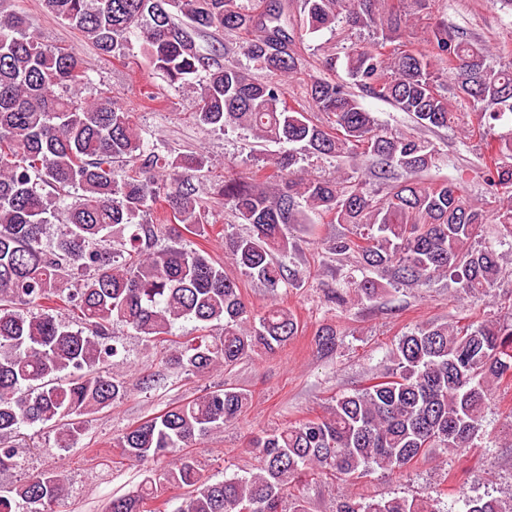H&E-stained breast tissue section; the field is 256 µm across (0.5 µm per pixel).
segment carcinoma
Returning a JSON list of instances; mask_svg holds the SVG:
<instances>
[{"mask_svg":"<svg viewBox=\"0 0 512 512\" xmlns=\"http://www.w3.org/2000/svg\"><path fill=\"white\" fill-rule=\"evenodd\" d=\"M428 0H302L299 25L310 32L339 22L375 35L345 53L348 82L315 78L309 99L328 121L291 106L276 77L299 70L288 33V0L255 14L238 0H43L103 55L124 59L131 36L168 82L195 90L197 121L216 132L246 129L259 142L301 144L307 154L371 161L370 177L389 183L381 198L366 181L303 175L293 152L265 158L270 193L227 171L224 205L246 226L224 234L231 260L271 291L306 277L282 258L293 248L285 229L324 213L355 228L328 245L342 261L392 281L423 286L447 277L457 291L480 299L502 271L503 253L483 241L495 222L512 239V54L492 60L490 47L444 22L426 47L390 48ZM235 33L229 46L197 39ZM272 79L248 78L229 55ZM446 69L455 100L440 90ZM91 83L71 51L28 32L26 19L0 10V468L14 463L11 442L21 427L59 425L55 446L69 449L84 430L82 416L121 402L125 382L107 370L123 363L113 327L122 324L146 342L171 335L180 320L202 334L169 362L188 376L229 368L245 357L272 355L298 334L288 308L255 312L224 265L206 248L183 244V233L206 235L196 182V157L161 154L110 99L88 98ZM389 102L418 128H450L465 136L508 130L486 142L481 158L494 207L473 201L458 182L428 184L420 175L438 150L418 132L381 127L359 99ZM159 201L172 219L143 220ZM60 226L53 244L44 242ZM168 240L156 246L159 239ZM381 283L355 277L336 292L344 303L373 299ZM76 310L90 332L63 312ZM336 329L318 331V345L336 347ZM391 368L337 395L321 418L265 431L249 443L257 472L220 482L205 477L188 452L224 429L249 394L224 385L170 406L118 439L121 457L144 467L140 489L112 499L111 512H146L145 501L167 488L184 490L174 512H308L295 493L302 476L330 473L354 481L372 469L394 472L439 448L475 446L492 392L512 378V321L459 327L429 323L403 334L389 350ZM171 455L167 467L155 461ZM67 492L55 470L33 475L0 493V512H44ZM465 512H512V498L470 500ZM336 512H438L429 498L360 502L344 496Z\"/></svg>","mask_w":512,"mask_h":512,"instance_id":"cac0c4a2","label":"carcinoma"}]
</instances>
